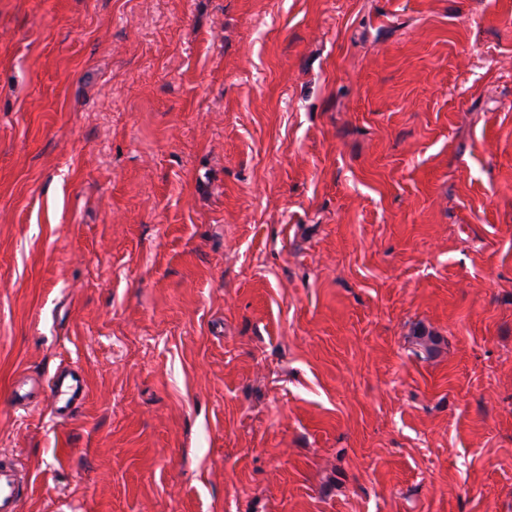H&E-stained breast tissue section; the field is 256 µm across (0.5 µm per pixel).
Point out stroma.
I'll return each instance as SVG.
<instances>
[{
	"label": "stroma",
	"mask_w": 512,
	"mask_h": 512,
	"mask_svg": "<svg viewBox=\"0 0 512 512\" xmlns=\"http://www.w3.org/2000/svg\"><path fill=\"white\" fill-rule=\"evenodd\" d=\"M1 458L20 512H512V0H0ZM47 393L48 399L54 406L55 412L59 417H65L68 411L76 408L85 400L88 392V382L84 376L74 370H64L53 374L43 388Z\"/></svg>",
	"instance_id": "obj_1"
}]
</instances>
